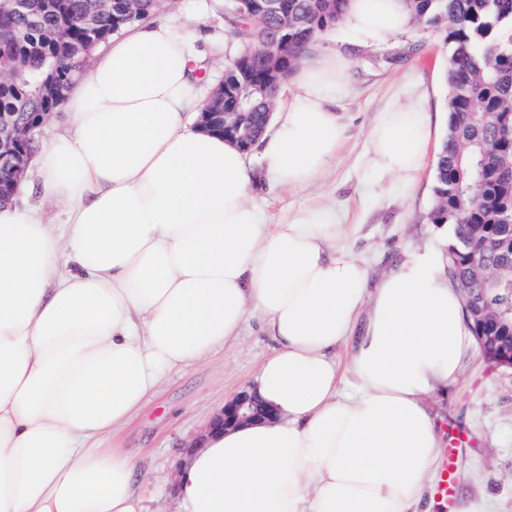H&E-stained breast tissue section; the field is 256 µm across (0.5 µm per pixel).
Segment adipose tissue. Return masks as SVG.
Masks as SVG:
<instances>
[{
    "instance_id": "adipose-tissue-1",
    "label": "adipose tissue",
    "mask_w": 512,
    "mask_h": 512,
    "mask_svg": "<svg viewBox=\"0 0 512 512\" xmlns=\"http://www.w3.org/2000/svg\"><path fill=\"white\" fill-rule=\"evenodd\" d=\"M344 20L384 39L413 16L405 0H349ZM199 40L143 21L113 34L34 159L61 228L0 204V512H149L135 454L99 442L252 306L276 344L253 389L276 417L187 457L177 512H431L432 402L477 355L448 259L418 249L372 284L334 209L267 223L256 182L306 186L342 146L350 63L299 62L257 174L189 120L206 100ZM366 142L370 168L408 193L430 114L398 100Z\"/></svg>"
}]
</instances>
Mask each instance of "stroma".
I'll list each match as a JSON object with an SVG mask.
<instances>
[{
  "mask_svg": "<svg viewBox=\"0 0 512 512\" xmlns=\"http://www.w3.org/2000/svg\"><path fill=\"white\" fill-rule=\"evenodd\" d=\"M202 31L209 43L223 46L210 60H234L250 44L224 34V4L208 0ZM443 24L414 25L379 41L342 25L319 34L311 52L334 50L351 62L350 93L337 107L346 125L345 141L324 172L294 190L258 183L253 198L268 223H284L296 210L311 206L336 209L354 225L344 245L361 258L370 280L405 253L442 244L443 224L430 219L434 206L433 170L425 168L414 190L404 198L386 191L387 179L367 165L365 134L378 112L401 93L422 97L432 117L433 138L448 131L449 50ZM263 317L250 311L238 339L209 358L167 375L161 389L149 396L137 416L118 434L120 447L139 453L149 476L143 490L152 512H171L175 464L226 400L254 382L274 343L263 329ZM441 416L442 454L455 471L452 495L434 512H512V369L478 356L465 380L437 401Z\"/></svg>",
  "mask_w": 512,
  "mask_h": 512,
  "instance_id": "stroma-1",
  "label": "stroma"
}]
</instances>
